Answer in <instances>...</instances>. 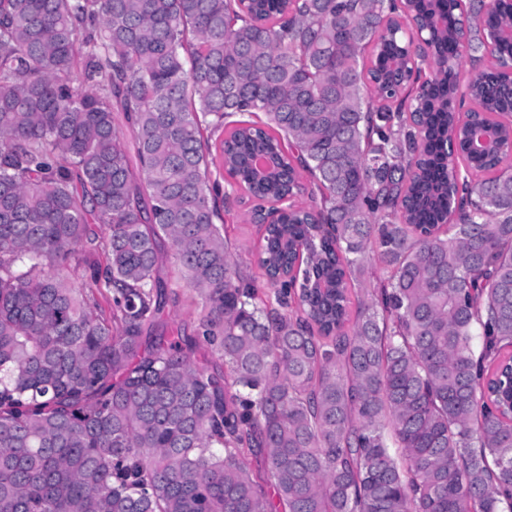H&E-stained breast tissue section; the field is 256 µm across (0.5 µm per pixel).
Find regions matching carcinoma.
Returning a JSON list of instances; mask_svg holds the SVG:
<instances>
[{"mask_svg": "<svg viewBox=\"0 0 512 512\" xmlns=\"http://www.w3.org/2000/svg\"><path fill=\"white\" fill-rule=\"evenodd\" d=\"M406 2L430 54L394 0H0V512H512V165L455 112L512 142V0L464 38ZM240 192L264 296L217 224ZM163 242L194 337L150 335Z\"/></svg>", "mask_w": 512, "mask_h": 512, "instance_id": "obj_1", "label": "carcinoma"}]
</instances>
